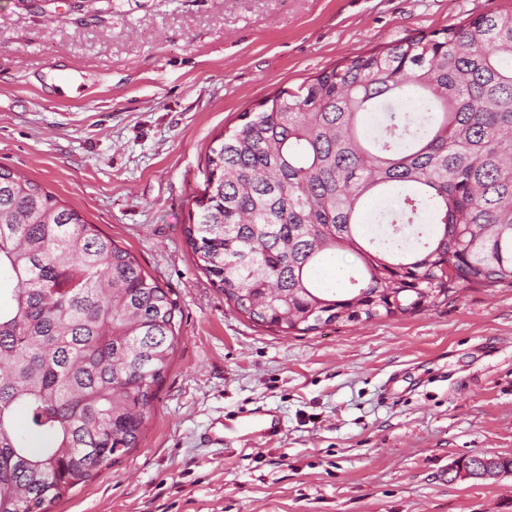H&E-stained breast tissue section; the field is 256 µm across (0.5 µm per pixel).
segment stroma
Returning a JSON list of instances; mask_svg holds the SVG:
<instances>
[{
    "mask_svg": "<svg viewBox=\"0 0 512 512\" xmlns=\"http://www.w3.org/2000/svg\"><path fill=\"white\" fill-rule=\"evenodd\" d=\"M512 0H0V166L169 292L179 339L135 448L45 512H512V287L282 335L237 314L184 228L205 158L285 87ZM87 78L58 92V69ZM271 410L272 436L239 409ZM478 472L485 477L498 475L499 473L512 472V458H503L501 456H472L464 458L455 463L449 470L443 473V477L448 480V474H453L450 481H454L457 477L465 475L464 472Z\"/></svg>",
    "mask_w": 512,
    "mask_h": 512,
    "instance_id": "stroma-1",
    "label": "stroma"
}]
</instances>
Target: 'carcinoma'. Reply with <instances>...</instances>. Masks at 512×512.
I'll return each instance as SVG.
<instances>
[{"label":"carcinoma","instance_id":"cac0c4a2","mask_svg":"<svg viewBox=\"0 0 512 512\" xmlns=\"http://www.w3.org/2000/svg\"><path fill=\"white\" fill-rule=\"evenodd\" d=\"M260 108L209 149L184 228L241 316L306 334L512 286V11L407 36ZM380 204L377 223L415 245L367 236ZM338 256L342 292L319 278ZM176 313L126 249L0 166V512H43L136 447ZM463 470L512 472V458H464L450 480Z\"/></svg>","mask_w":512,"mask_h":512}]
</instances>
